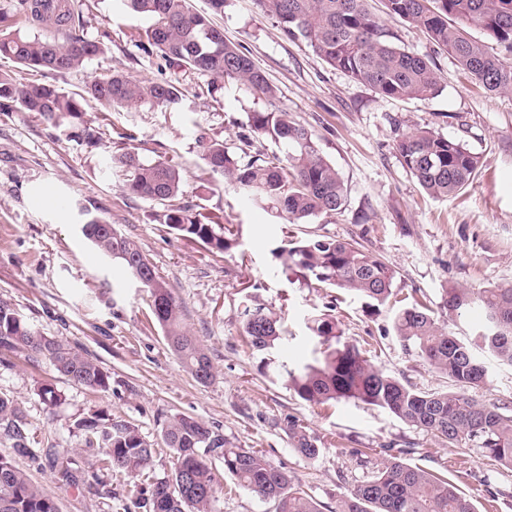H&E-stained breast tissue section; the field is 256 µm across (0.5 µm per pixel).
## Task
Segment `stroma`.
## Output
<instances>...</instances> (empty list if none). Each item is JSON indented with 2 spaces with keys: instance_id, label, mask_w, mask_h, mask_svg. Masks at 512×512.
Returning a JSON list of instances; mask_svg holds the SVG:
<instances>
[{
  "instance_id": "stroma-1",
  "label": "stroma",
  "mask_w": 512,
  "mask_h": 512,
  "mask_svg": "<svg viewBox=\"0 0 512 512\" xmlns=\"http://www.w3.org/2000/svg\"><path fill=\"white\" fill-rule=\"evenodd\" d=\"M83 16L80 32L103 41L102 55L64 72L23 68L1 56L0 71L15 73L26 85L52 84L73 93L115 71L138 80L159 78L160 58L143 56L134 46L147 18L121 10L116 0H98ZM215 21L226 40L247 47L276 88L275 98L232 80L212 94L209 77L187 73L183 105L176 110L142 105L104 117L91 105L78 122L57 127L27 112H0V300L112 377L111 391L95 392L57 377L47 364L1 357L0 393L25 413L41 455L36 464L16 458V466L54 494L59 512H127L132 478L114 475L108 499L83 486H60L58 465L45 458L46 449L59 450L72 470H88L92 460L80 450L73 423L101 410L135 425L154 444L152 470L161 477L174 468L161 440L162 423L182 414L218 427L235 445L259 450L291 473L322 512H334L338 493L392 456L447 474L477 512H512V469L471 449L448 447L382 408L344 400L315 405L289 390V372L310 358L317 342L310 322L325 314L386 374L425 391L447 388L448 381L395 336L392 305L372 309L340 289L308 287L274 256L288 238L353 240L394 268L400 297L434 308L453 283L512 284V92H485L452 56L435 51L402 20L386 25L398 46L433 56L443 78L436 97L380 96L326 65L304 41L287 38L253 0H228ZM254 112L288 113L312 133L344 182L341 212L290 224L274 207H254L209 170L202 140L223 141L242 154ZM81 126L99 132L97 146L76 137ZM417 127L483 154L480 176L454 199L426 194L401 163L396 141ZM127 151L146 161L178 163L185 202L194 212L223 215L236 247L212 257L201 243L164 224L163 205L126 192V172L113 158ZM87 211L134 241L180 300L184 324L214 365L210 384L198 383L168 347L147 289L83 237ZM257 303L288 324L287 343L266 355L242 335L244 310ZM42 380L61 391L62 405L42 403ZM290 420L320 448L317 458L295 451L286 429ZM209 464L219 512H274L272 503L235 488L221 459Z\"/></svg>"
}]
</instances>
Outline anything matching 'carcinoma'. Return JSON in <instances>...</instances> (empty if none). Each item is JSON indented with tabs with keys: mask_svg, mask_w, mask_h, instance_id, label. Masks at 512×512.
<instances>
[{
	"mask_svg": "<svg viewBox=\"0 0 512 512\" xmlns=\"http://www.w3.org/2000/svg\"><path fill=\"white\" fill-rule=\"evenodd\" d=\"M191 0H119L127 12L151 24L138 34L137 46L157 55L172 72L187 69L213 81L231 79L266 97L274 87L244 47L224 39L213 16L224 13L226 0H208L210 12L192 10ZM366 0H254L257 9L279 24L291 39H301L330 67L340 70L379 95L393 99H428L442 88L433 59L401 48L383 21L365 7ZM385 14L419 28L439 51L453 56L477 86L497 94L512 91V0H381ZM15 12L48 32L30 37L4 25L0 11V56L25 68L72 70L104 53L103 43L72 33L75 8L71 0H17ZM479 28L504 48L489 53L469 29ZM183 92L172 76L141 81L113 72L92 79L81 93H65L50 85H23L0 72V111L12 107L34 113L51 126L79 117L92 103L102 112L150 104L178 107ZM251 132L287 148L286 159L242 162L222 142L205 147L212 172L232 182L257 203L274 205L285 221L338 213L345 188L336 168L317 148L308 130L285 113L253 112ZM402 164L429 195L448 199L467 189L481 173L483 156L463 142L428 128H415L396 144ZM127 173L126 190L166 206L164 223L178 235L200 241L208 252L225 254L237 244L223 217L202 221L180 202L182 174L170 160L144 162L137 153L117 157ZM83 236L103 256L115 260L154 298L153 315L164 328L168 346L200 384L214 377L204 346L185 328L179 303L138 246L101 217L82 225ZM285 270L306 285L325 284L383 305L395 295L396 272L381 258L355 243L331 238L290 241L277 248ZM479 308L482 322L467 336L455 332L443 316L453 318ZM243 335L250 346L265 352L288 339V327L275 312L256 304L246 308ZM393 329L404 345L448 378L446 391H422L385 374L362 350L343 338L335 320H312L318 338L312 362L288 373V386L313 404L354 400L389 411L406 425L432 434L453 448H474L484 457L512 467V411L496 401H482L474 392L490 383L494 366L512 368V285L443 289L441 310L415 300L394 314ZM27 353L46 361L70 383L92 390H111V375L93 360L55 336H46L24 322L0 300V349ZM37 394L48 407L64 397L53 384L41 382ZM81 447L102 454V469L140 477L133 507L141 512H214L215 476L208 458L223 460L235 484L275 512H321L288 471L268 463L258 451L229 441L216 426L185 415H171L161 428L172 454L171 474L152 473L154 444L139 430L98 410L76 420ZM0 431L11 454H0V512H58L56 498L19 470L13 457L34 462L35 438L22 411L0 394ZM288 431L297 453L315 459L320 448L295 421ZM335 512H476L470 499L447 476L391 458L351 489L339 493Z\"/></svg>",
	"mask_w": 512,
	"mask_h": 512,
	"instance_id": "cac0c4a2",
	"label": "carcinoma"
}]
</instances>
